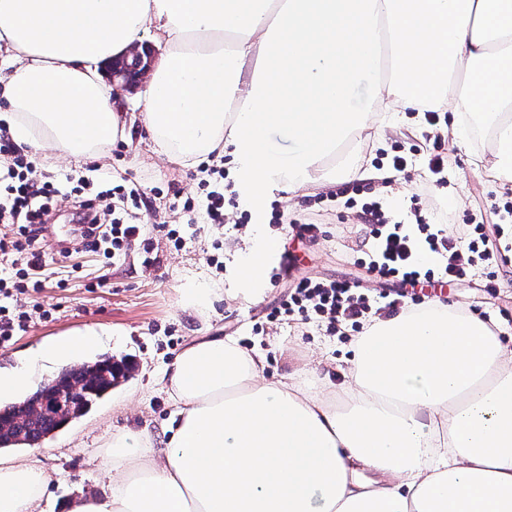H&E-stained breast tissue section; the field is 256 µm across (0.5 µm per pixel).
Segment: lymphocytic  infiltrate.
<instances>
[{
    "label": "lymphocytic infiltrate",
    "instance_id": "f902f5d3",
    "mask_svg": "<svg viewBox=\"0 0 512 512\" xmlns=\"http://www.w3.org/2000/svg\"><path fill=\"white\" fill-rule=\"evenodd\" d=\"M202 172L204 194L189 198L183 210L189 220L204 217L207 223L221 224L228 208L236 207L235 194L225 184L227 174L218 165L205 164ZM100 191L88 193V180L78 178L76 191L82 192L80 208L87 220L82 234V248L101 253L106 260L117 261L131 243L141 236L139 214L143 189L140 184H116L110 177L99 179ZM64 190L52 174L38 172L28 155L21 152L7 135H0V223L16 227L13 237L0 238V346L10 342L15 332L25 330L26 313H14L13 297L25 280L47 266L49 258L39 244L52 205ZM118 199L121 211L103 212L98 207L101 196ZM347 207L359 208L368 229L365 252L360 260L376 279L396 281L412 287L438 282L462 281L484 274L493 277L508 257L499 243L490 239L481 224H430L425 219L405 224L387 212L383 201L372 198L363 202L348 197ZM431 253L432 268H424L421 253ZM420 297L399 293L377 299L354 281L294 280L278 306L267 313L268 321L293 317L326 323L329 331L350 325L352 331L364 332L373 315L393 317L409 305H421Z\"/></svg>",
    "mask_w": 512,
    "mask_h": 512
}]
</instances>
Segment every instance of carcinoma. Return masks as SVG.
Returning <instances> with one entry per match:
<instances>
[{
	"label": "carcinoma",
	"mask_w": 512,
	"mask_h": 512,
	"mask_svg": "<svg viewBox=\"0 0 512 512\" xmlns=\"http://www.w3.org/2000/svg\"><path fill=\"white\" fill-rule=\"evenodd\" d=\"M133 366L126 360L106 357L94 362L73 364L55 377L58 383L73 389L72 417L83 415L90 406L127 379ZM43 385L29 397L0 406V448L37 447L66 424L58 415L49 416L35 410L46 395Z\"/></svg>",
	"instance_id": "cac0c4a2"
}]
</instances>
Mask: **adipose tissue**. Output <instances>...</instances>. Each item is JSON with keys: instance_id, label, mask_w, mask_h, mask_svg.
<instances>
[{"instance_id": "obj_1", "label": "adipose tissue", "mask_w": 512, "mask_h": 512, "mask_svg": "<svg viewBox=\"0 0 512 512\" xmlns=\"http://www.w3.org/2000/svg\"><path fill=\"white\" fill-rule=\"evenodd\" d=\"M148 34L167 53L135 118L99 65ZM428 110L462 148L481 121L493 148L471 164L512 183V0H0V119L57 159H101L137 124L183 167L231 152L259 208L274 183L335 185L323 161L351 134ZM280 251L252 234L244 293ZM264 365L188 344L160 380L166 437L113 434L103 494L66 512H512V348L488 321L441 304L373 318L336 391ZM51 480L35 457L0 462V512H43Z\"/></svg>"}]
</instances>
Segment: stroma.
I'll return each mask as SVG.
<instances>
[{
  "mask_svg": "<svg viewBox=\"0 0 512 512\" xmlns=\"http://www.w3.org/2000/svg\"><path fill=\"white\" fill-rule=\"evenodd\" d=\"M429 128L424 123L407 127L398 123L382 134H370L368 141H355L353 153L361 154L364 167L379 168L378 179L339 180L337 187L312 188L305 195L289 197L272 189L271 199L279 201L290 216L304 214L310 201L325 195L328 214L321 222L326 231L318 244L310 245L270 224L269 207L248 210L239 206L226 224L205 221L188 223L182 212V199L201 196L198 170L184 169L159 158L151 141L140 129H132L128 143L113 146L109 156L87 162L43 160L45 170L59 180L96 171L113 181L138 182L145 195L142 216L145 224L141 241L132 244L128 254L113 265H106L101 254L79 245L78 225L69 223L73 198H62L54 206L58 223L48 225L45 247L53 255L38 292L19 295L18 303H40L50 309V318H33L27 331L0 347V369L10 370L22 363L30 365L28 391L55 377L66 363L62 360L32 361L31 356L47 340L93 329L100 332L97 346L80 352L88 360L109 354L129 357L136 365L133 378L112 389L86 414L72 420L39 448L43 468L53 482L43 497L45 512H63L62 505L79 495L101 493L105 484V442L112 433L149 427L161 432L170 417V408L159 381L182 349L199 338H231L246 344L248 350L265 356L264 375L277 380L295 376L313 386L331 382L342 384L343 371L353 356L354 342L331 334L325 324L294 320L271 324L270 309L287 294L291 280L269 274L263 292L243 295L239 290L234 255L245 234L239 219L251 214L253 223L281 237L284 252L297 255L294 276L322 281L358 282L365 292L379 295L387 284L374 280L357 262L361 257L363 226L356 210L347 208L343 187L360 184L364 198H380L392 215L415 210L428 222L440 221L451 212L456 224H502L506 207L512 204V189L476 174L469 149L445 144L448 167L444 184H437L426 162ZM400 148L408 157L405 172H394L379 165V153ZM432 183V192L416 196L415 187ZM178 231L182 242L174 244L170 233ZM151 246L157 261L142 262L143 246ZM192 288H219L223 300L204 311L187 303ZM448 304L473 309L487 316L497 327L501 341L512 348V265L500 268L494 280L476 276L447 284Z\"/></svg>",
  "mask_w": 512,
  "mask_h": 512,
  "instance_id": "obj_1",
  "label": "stroma"
}]
</instances>
